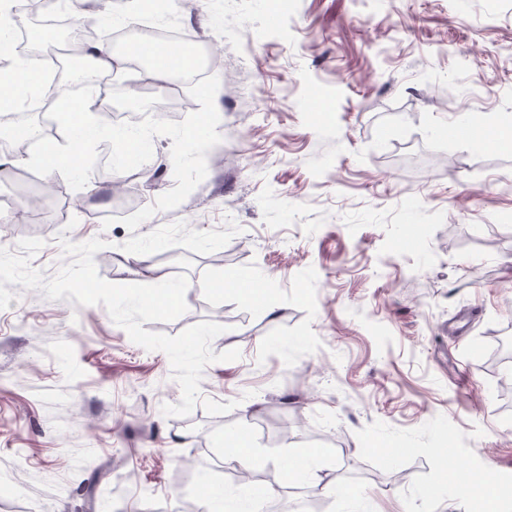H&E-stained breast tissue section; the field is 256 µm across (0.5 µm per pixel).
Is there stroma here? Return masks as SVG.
<instances>
[{
  "label": "stroma",
  "mask_w": 512,
  "mask_h": 512,
  "mask_svg": "<svg viewBox=\"0 0 512 512\" xmlns=\"http://www.w3.org/2000/svg\"><path fill=\"white\" fill-rule=\"evenodd\" d=\"M112 0L118 25H166L206 48L221 142L175 209L118 218L175 187L171 138L124 173L72 190L57 172L0 179V248L106 241L99 275L165 281L185 256L187 311L149 331L223 325L195 407L167 355L104 305L12 285L0 309V512H203L209 480L237 496L235 436L280 495L310 460L325 512H465L475 474L512 484V149L474 151L448 124L512 127V0H168L164 18ZM114 217L104 226L106 217ZM257 281L250 304L217 280ZM456 447L447 463L442 435ZM398 458H390L394 449Z\"/></svg>",
  "instance_id": "1"
}]
</instances>
